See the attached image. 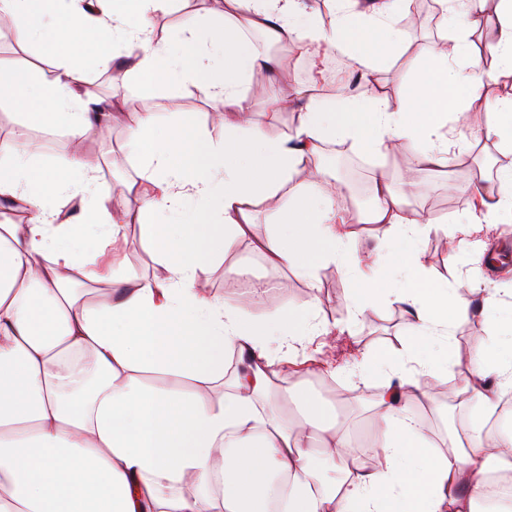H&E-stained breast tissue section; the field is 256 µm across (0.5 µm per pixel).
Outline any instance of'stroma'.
Here are the masks:
<instances>
[{
	"instance_id": "35a3bbf8",
	"label": "stroma",
	"mask_w": 512,
	"mask_h": 512,
	"mask_svg": "<svg viewBox=\"0 0 512 512\" xmlns=\"http://www.w3.org/2000/svg\"><path fill=\"white\" fill-rule=\"evenodd\" d=\"M216 0H175L171 10L154 16L153 31L158 40L178 42L179 32L187 19L205 21L216 10ZM11 30L9 38H0V64L11 67H26L49 70L54 63L44 56L36 43L20 42L18 33L26 28L23 19L8 18ZM253 39L265 42L269 54L278 63L277 72L256 69L249 73L247 81L254 91L253 108L250 114L252 125L265 128L275 138L292 136L297 126V115L281 113L270 118L265 108L263 92L268 88L286 90L307 85L308 67L298 58L289 44L268 40L265 33L253 32ZM455 32L446 27L441 15L425 18L417 27L403 34L404 56H396L386 47H377L379 68L372 80L357 81L348 77L337 78L334 85L324 87L323 95L337 92L343 95H370L379 91H396L407 81L406 64L409 59L420 56L422 51L442 40H454ZM86 93L99 100H114L116 107L112 119V142L104 144L98 133L86 134L81 147L83 153L99 163L103 172V186L108 190L113 205L137 209L138 198L129 194L130 184L139 181L140 168L124 148L126 138L125 113L154 112L159 115L156 133L165 135L169 126H181L187 136L193 137L200 130H207L212 138L219 139L224 129L219 125L203 122L205 113L214 111L215 103L199 87L176 82L159 88H144L131 84L116 88L112 73L106 70L92 71L87 77ZM16 136L28 141L45 138L46 146L36 160L39 167L52 168L70 148V136L62 130L44 125L21 127L16 109L9 102H0V137ZM452 162L447 167H428L418 177L415 194L410 197L412 208L417 210L424 222L452 226L470 213L473 194L467 189L472 172L483 170L485 187L496 184L500 170L512 168V138L472 142L468 148L452 149ZM321 163L327 168H340L341 182L358 186L363 193H370L372 178L378 170H385L389 180L398 191H405L407 167L412 166V157L404 151H384L378 154L365 152L350 141L335 137L323 145ZM385 233L384 228L355 227L353 245L343 261L323 265L318 275V290H310L307 282L290 269L268 263L258 253L252 239L237 240L222 257L217 258L206 274L209 292L226 304H235L236 289L248 286L249 282L262 281L274 284L269 297L246 302L248 317L265 319L275 312H288L297 306L312 305L320 320L327 322H351L353 333L349 336H326L314 340L303 349V356L324 355L330 364L343 366L356 358L361 351L399 349L407 345L410 319L399 303L387 301L354 314L348 306L346 296L350 282L359 267L364 266L367 255L376 247ZM145 229L133 223L125 230V242L120 257L129 274L140 281L159 277L162 268L157 256L146 250L142 241ZM491 250L500 252L495 269H488L486 260L480 259L471 247H463L456 259L448 257V240L443 233H430L419 241L423 261L430 274L438 281L447 283L458 307L474 305L472 283L484 277L488 291L495 293L501 304H512V255H503L507 240H512V219L489 230L486 234ZM455 359L448 365L444 379L456 382L467 364L468 355L474 346L484 340L488 326L483 319L467 317L448 328Z\"/></svg>"
}]
</instances>
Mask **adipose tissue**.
<instances>
[{"label":"adipose tissue","instance_id":"obj_1","mask_svg":"<svg viewBox=\"0 0 512 512\" xmlns=\"http://www.w3.org/2000/svg\"><path fill=\"white\" fill-rule=\"evenodd\" d=\"M173 2L0 0L1 14L36 24L42 54L57 60L46 72L0 68V98L25 123L78 137L109 128L111 113L98 111L81 84L89 70L114 67L123 42L134 56L117 69L121 82H191L224 106L214 115L224 127L220 141L187 139L176 126L158 141L155 113L129 114L124 147L142 172L134 212L106 205L98 166L83 153L46 170L34 163L38 144L0 140V196L28 208L23 223L0 224V512H260L275 474L289 477L281 512H481L487 475L512 462V433H485L512 390V358H495L485 341L470 352L463 389L476 419L465 439L436 443L414 409L434 402L433 384L452 358L445 335L462 312L447 287L432 283L418 242L433 227L405 208L403 194L376 180L368 221L386 226L396 241L374 261L402 266L406 279L392 294L411 316L414 339L400 350L362 352L341 369L384 380L370 403L374 430L362 446L310 393L271 390L276 366L301 330L342 335L351 326L317 324L309 310L249 321L241 308L208 295L204 274L248 235L252 203L278 198L326 138L351 139L367 152L403 150L420 166L447 164L449 122L474 140L500 138L503 125H512V94L492 103L494 121L472 128L466 117L486 82L512 81V0H499L484 24L493 68L472 40L485 0H440L456 45L427 51L409 89L360 98H315L301 88L269 95L270 115L298 111L295 134L284 140L247 123L253 95L246 77L272 66L268 53L221 17L203 27L187 21L180 49L155 40L150 17ZM226 2L291 42L314 71L331 50L348 55L353 69L376 70V57L363 47L367 37L402 47L395 20L405 0H336L329 30L304 0ZM453 53L463 67L450 66ZM463 85L466 100L458 96ZM311 169L282 224L258 246L313 288L321 265L348 248L353 232L323 187V169ZM188 198L205 202L204 213L165 223ZM74 199L82 203L80 219L61 222ZM509 210L512 169L477 195L469 222L455 232L471 236ZM136 220L145 223V244L164 268L163 277L145 283L132 282L123 265L99 262L119 252L124 229ZM90 228L97 231L95 254L62 247ZM78 281H105L110 290L90 303L75 292ZM174 377L190 380L191 389L171 385ZM367 455L378 458L377 467L362 466ZM186 484L196 493L178 494Z\"/></svg>","mask_w":512,"mask_h":512}]
</instances>
